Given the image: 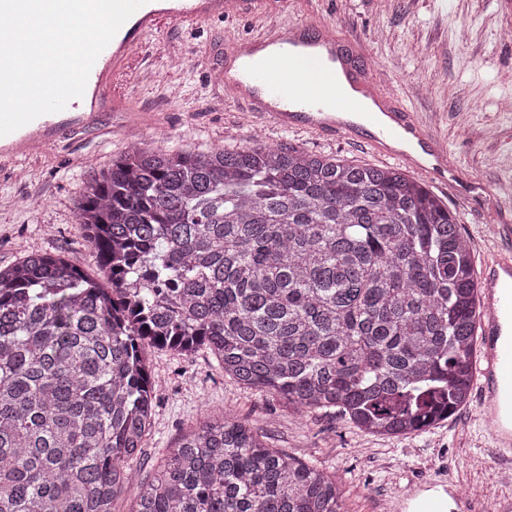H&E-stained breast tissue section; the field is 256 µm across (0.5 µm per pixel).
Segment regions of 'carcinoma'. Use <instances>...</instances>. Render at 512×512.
I'll list each match as a JSON object with an SVG mask.
<instances>
[{
  "mask_svg": "<svg viewBox=\"0 0 512 512\" xmlns=\"http://www.w3.org/2000/svg\"><path fill=\"white\" fill-rule=\"evenodd\" d=\"M77 219L104 280L62 255L0 266V512H343L336 474L224 411L148 482L150 348L211 351L237 384L369 435L469 402L483 308L463 225L423 183L252 135L127 146Z\"/></svg>",
  "mask_w": 512,
  "mask_h": 512,
  "instance_id": "obj_1",
  "label": "carcinoma"
}]
</instances>
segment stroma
Listing matches in <instances>:
<instances>
[{"label":"stroma","instance_id":"1","mask_svg":"<svg viewBox=\"0 0 512 512\" xmlns=\"http://www.w3.org/2000/svg\"><path fill=\"white\" fill-rule=\"evenodd\" d=\"M318 12L343 39L361 50L373 78L418 112L443 141L448 161L468 181L485 184L493 200L463 205L445 196L463 224L477 259L491 224H512V160L497 143L512 137V0H288L278 18L206 21L145 38L146 63L133 69L123 88L138 125L114 123L104 113L92 127L47 142L38 161L14 158L0 168V266L31 251L62 254L90 275L95 258L78 224L76 203L93 171L125 149L128 138L171 152L201 151L224 142L225 131L247 138L256 124L226 102L213 71L227 42ZM270 144L293 145L361 164H379L367 146L339 137L265 127ZM156 405L149 437L139 456L141 480H150L181 436L224 409L246 421L266 443L303 463L336 472L343 483V512H380L384 500L433 472L455 477L476 506L512 497V481L478 467L492 444L477 400L423 433L381 438L343 424L334 415L301 417L287 406L226 379L212 355L183 359L149 353Z\"/></svg>","mask_w":512,"mask_h":512}]
</instances>
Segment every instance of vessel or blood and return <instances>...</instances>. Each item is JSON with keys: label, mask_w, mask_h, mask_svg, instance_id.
I'll list each match as a JSON object with an SVG mask.
<instances>
[{"label": "vessel or blood", "mask_w": 512, "mask_h": 512, "mask_svg": "<svg viewBox=\"0 0 512 512\" xmlns=\"http://www.w3.org/2000/svg\"><path fill=\"white\" fill-rule=\"evenodd\" d=\"M274 0H161L143 5L97 57L88 81L97 98L108 101L115 114L126 112L116 95L120 81L143 59L146 35L166 27H193L223 17L271 15ZM343 68L358 83L363 97L336 92L335 70ZM232 103L244 106L259 121L281 130L312 131L327 137L361 141L385 159L417 169L443 190L470 200L471 185L448 171V156L440 141L417 113L408 111L396 95L385 92L371 77L353 44L343 42L323 22L292 21L270 31L235 39L224 47L219 71ZM353 120L340 119V112ZM96 109L86 99L71 100L63 112L41 115L0 136V158L36 156L43 143L64 132L65 122L88 124ZM415 141L420 153L401 150L400 142ZM496 240L481 276L484 311L477 321L483 338L473 387L484 422L492 429L494 460L500 470H512V224L494 227ZM457 512H473L459 482L432 480L409 488L390 501L385 512H441L443 499Z\"/></svg>", "instance_id": "1"}]
</instances>
